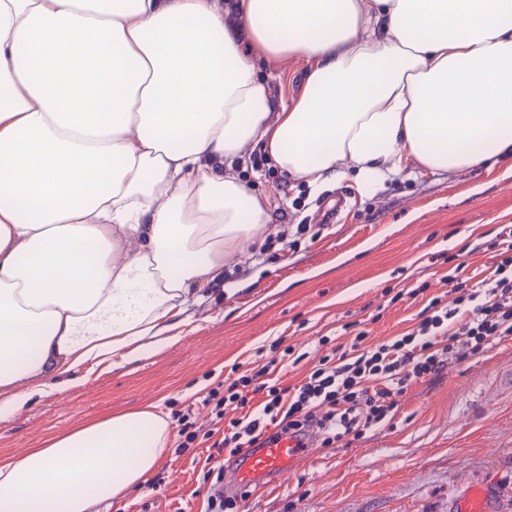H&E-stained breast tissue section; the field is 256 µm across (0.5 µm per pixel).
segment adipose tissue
Wrapping results in <instances>:
<instances>
[{
	"label": "adipose tissue",
	"mask_w": 512,
	"mask_h": 512,
	"mask_svg": "<svg viewBox=\"0 0 512 512\" xmlns=\"http://www.w3.org/2000/svg\"><path fill=\"white\" fill-rule=\"evenodd\" d=\"M297 53L275 103L255 61ZM248 147L363 194L512 157V0H0V421L172 344L276 218ZM171 435L149 403L0 458V512H99Z\"/></svg>",
	"instance_id": "1"
}]
</instances>
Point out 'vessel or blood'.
I'll return each instance as SVG.
<instances>
[{
	"label": "vessel or blood",
	"instance_id": "vessel-or-blood-1",
	"mask_svg": "<svg viewBox=\"0 0 512 512\" xmlns=\"http://www.w3.org/2000/svg\"><path fill=\"white\" fill-rule=\"evenodd\" d=\"M313 452L311 441L283 436L262 448H248L240 456L236 480L262 488L281 479ZM499 493L490 482L463 487L450 504V512H498Z\"/></svg>",
	"mask_w": 512,
	"mask_h": 512
}]
</instances>
